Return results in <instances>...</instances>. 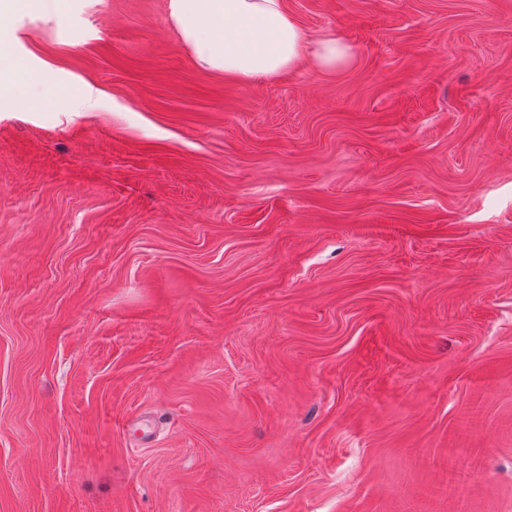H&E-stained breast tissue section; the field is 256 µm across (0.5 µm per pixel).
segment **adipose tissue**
Wrapping results in <instances>:
<instances>
[{
	"label": "adipose tissue",
	"instance_id": "adipose-tissue-1",
	"mask_svg": "<svg viewBox=\"0 0 512 512\" xmlns=\"http://www.w3.org/2000/svg\"><path fill=\"white\" fill-rule=\"evenodd\" d=\"M169 17L199 68L244 84L308 65L333 73L350 57L331 34L305 29L284 0H169Z\"/></svg>",
	"mask_w": 512,
	"mask_h": 512
}]
</instances>
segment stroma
<instances>
[{"label":"stroma","mask_w":512,"mask_h":512,"mask_svg":"<svg viewBox=\"0 0 512 512\" xmlns=\"http://www.w3.org/2000/svg\"><path fill=\"white\" fill-rule=\"evenodd\" d=\"M285 3L349 62L12 18L0 512H512V0Z\"/></svg>","instance_id":"stroma-1"}]
</instances>
